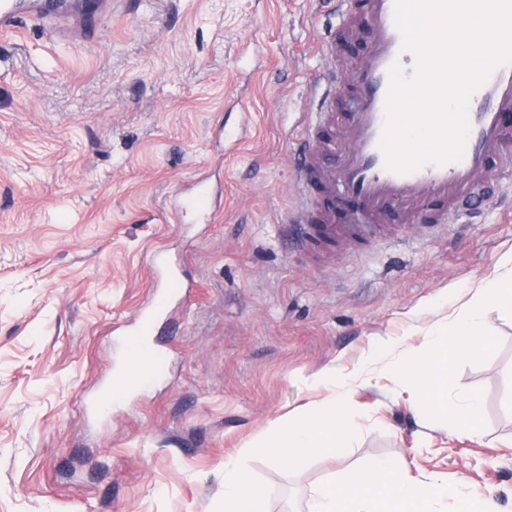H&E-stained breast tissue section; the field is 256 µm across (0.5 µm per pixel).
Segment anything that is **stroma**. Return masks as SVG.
I'll use <instances>...</instances> for the list:
<instances>
[{
	"mask_svg": "<svg viewBox=\"0 0 512 512\" xmlns=\"http://www.w3.org/2000/svg\"><path fill=\"white\" fill-rule=\"evenodd\" d=\"M140 2L107 0L94 30L66 17L0 35V512H216L225 457L323 399L314 374L388 339L428 350L512 251V214L492 208L311 261L286 220L324 5ZM245 118L225 151L219 132ZM202 177L206 224L175 209ZM158 251L192 286L153 322L162 378L84 412L122 370L112 328L159 289ZM487 320L496 349L454 373L481 393L482 435H447L410 384L375 377L346 392L352 447L299 470L248 458L266 512H301L312 485L380 459L512 512V322Z\"/></svg>",
	"mask_w": 512,
	"mask_h": 512,
	"instance_id": "1",
	"label": "stroma"
}]
</instances>
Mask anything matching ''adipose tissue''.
<instances>
[{
    "mask_svg": "<svg viewBox=\"0 0 512 512\" xmlns=\"http://www.w3.org/2000/svg\"><path fill=\"white\" fill-rule=\"evenodd\" d=\"M455 499L459 512H497L496 503L461 489H449L447 481L428 474L409 479L399 465L380 460L314 487L305 512H436L438 504Z\"/></svg>",
    "mask_w": 512,
    "mask_h": 512,
    "instance_id": "ef3b65f1",
    "label": "adipose tissue"
}]
</instances>
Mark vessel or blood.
<instances>
[{"mask_svg": "<svg viewBox=\"0 0 512 512\" xmlns=\"http://www.w3.org/2000/svg\"><path fill=\"white\" fill-rule=\"evenodd\" d=\"M326 2L335 21L319 39L325 63L291 154L300 202L288 222L302 251L324 254L340 242L370 245L389 224H452L502 206L499 189L512 183V64L498 65L471 94L461 160L399 173L387 168L379 147L388 71L397 63L413 77L416 58L401 49L394 0ZM58 7L57 0H0V33L16 31L26 13ZM166 308V296H154L137 330L127 334L128 346L149 351L146 334Z\"/></svg>", "mask_w": 512, "mask_h": 512, "instance_id": "1", "label": "vessel or blood"}]
</instances>
